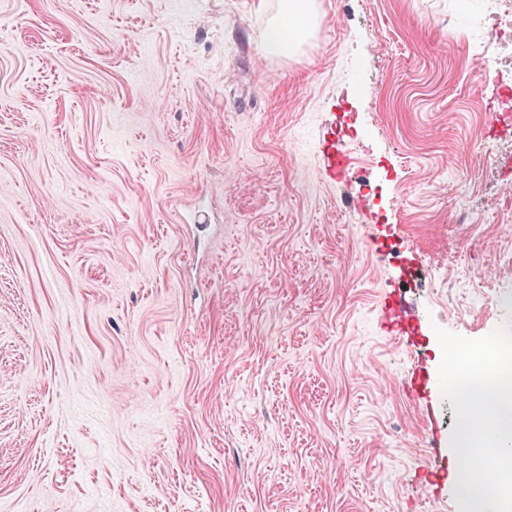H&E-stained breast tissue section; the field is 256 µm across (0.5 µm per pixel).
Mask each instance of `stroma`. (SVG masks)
Masks as SVG:
<instances>
[{"instance_id": "35a3bbf8", "label": "stroma", "mask_w": 512, "mask_h": 512, "mask_svg": "<svg viewBox=\"0 0 512 512\" xmlns=\"http://www.w3.org/2000/svg\"><path fill=\"white\" fill-rule=\"evenodd\" d=\"M280 5L0 0V512H458L435 330L512 329V48L315 0L283 56ZM353 166L351 155L335 143L329 145L325 166L320 174L324 180L336 182L340 180ZM388 311L393 318L394 326L403 331L404 328H409L410 323L413 321L414 313L412 308L402 299V295H394L391 298V304Z\"/></svg>"}]
</instances>
